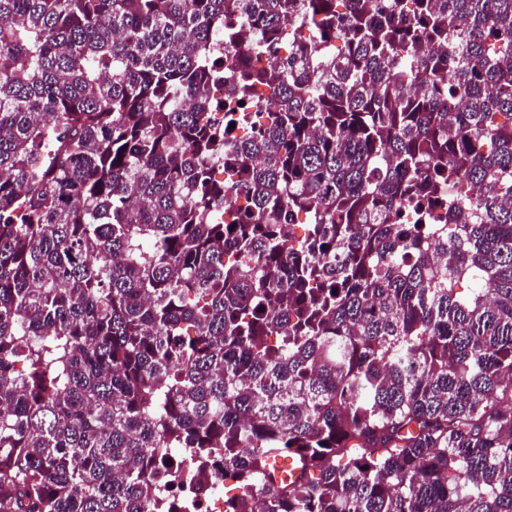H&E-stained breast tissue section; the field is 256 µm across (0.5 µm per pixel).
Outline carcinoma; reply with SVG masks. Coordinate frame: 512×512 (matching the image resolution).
<instances>
[{
  "label": "carcinoma",
  "mask_w": 512,
  "mask_h": 512,
  "mask_svg": "<svg viewBox=\"0 0 512 512\" xmlns=\"http://www.w3.org/2000/svg\"><path fill=\"white\" fill-rule=\"evenodd\" d=\"M221 470L512 512V0H0V512Z\"/></svg>",
  "instance_id": "carcinoma-1"
}]
</instances>
